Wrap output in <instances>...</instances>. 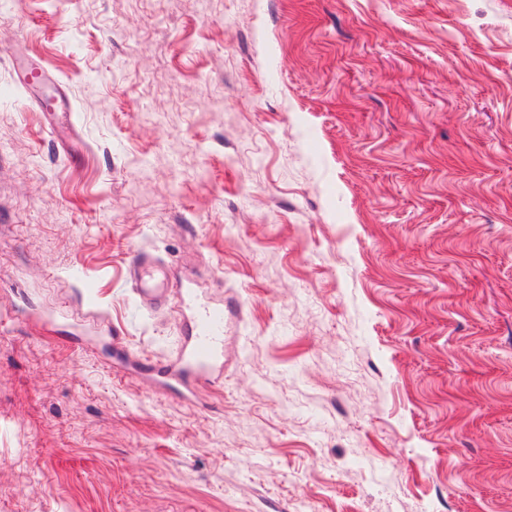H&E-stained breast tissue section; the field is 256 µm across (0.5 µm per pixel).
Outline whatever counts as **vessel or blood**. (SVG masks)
Instances as JSON below:
<instances>
[{
  "mask_svg": "<svg viewBox=\"0 0 512 512\" xmlns=\"http://www.w3.org/2000/svg\"><path fill=\"white\" fill-rule=\"evenodd\" d=\"M131 290L149 313L183 312L192 307L190 334L184 347L170 360L138 361L130 366L137 376L151 378L157 387L174 386L176 395L193 400L204 382H217L216 370L224 351V307L198 305L190 280H173L159 260L145 252L134 253L129 263Z\"/></svg>",
  "mask_w": 512,
  "mask_h": 512,
  "instance_id": "b4317fda",
  "label": "vessel or blood"
}]
</instances>
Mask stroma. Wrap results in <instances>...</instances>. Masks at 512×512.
<instances>
[{
	"mask_svg": "<svg viewBox=\"0 0 512 512\" xmlns=\"http://www.w3.org/2000/svg\"><path fill=\"white\" fill-rule=\"evenodd\" d=\"M0 512H512V0H0ZM131 290L140 305L149 313L164 311L182 313L193 304L190 336L184 347L171 360L138 361L129 365L128 373L151 378L158 388L178 384L175 394L183 401H192L203 382L217 383L222 378L219 367L224 351V305H196L194 283L188 279L174 280L159 260L136 252L129 263Z\"/></svg>",
	"mask_w": 512,
	"mask_h": 512,
	"instance_id": "obj_1",
	"label": "stroma"
}]
</instances>
